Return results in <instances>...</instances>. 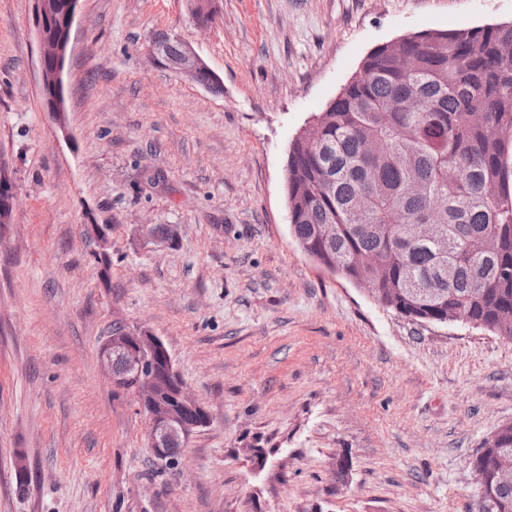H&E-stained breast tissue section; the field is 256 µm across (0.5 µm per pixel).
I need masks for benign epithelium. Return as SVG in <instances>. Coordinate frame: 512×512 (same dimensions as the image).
Here are the masks:
<instances>
[{"mask_svg":"<svg viewBox=\"0 0 512 512\" xmlns=\"http://www.w3.org/2000/svg\"><path fill=\"white\" fill-rule=\"evenodd\" d=\"M79 2L68 0L60 29L55 33L51 26L57 7L55 0H35L41 46V91L48 112L65 137L68 132L63 70ZM152 55L161 61L163 67L189 79L207 69L202 58L184 42L174 56H167L158 48L153 49ZM17 206L18 197L13 191L0 200L1 224L13 223ZM85 231L96 243L98 257H107L112 244L110 229L102 224H87ZM142 233L149 241L163 247L172 246L177 239V235L168 229L158 233L145 227ZM101 363L113 387L130 390L137 395L148 419L149 448L155 459L165 463L172 460L171 454L183 451L190 436L209 422L204 406L187 391L164 342L151 331L125 330L108 338L101 349ZM497 437L495 433L485 441L480 458L472 467L473 480L483 501L499 489L512 487V456L504 452H489Z\"/></svg>","mask_w":512,"mask_h":512,"instance_id":"obj_1","label":"benign epithelium"}]
</instances>
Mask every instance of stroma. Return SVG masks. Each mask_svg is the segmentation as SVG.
I'll list each match as a JSON object with an SVG mask.
<instances>
[{"label": "stroma", "instance_id": "35a3bbf8", "mask_svg": "<svg viewBox=\"0 0 512 512\" xmlns=\"http://www.w3.org/2000/svg\"><path fill=\"white\" fill-rule=\"evenodd\" d=\"M216 3L202 29L190 0H81L63 133L35 2L0 0V161L20 200L0 233V512H472L476 453L512 422V341L409 321L323 270L283 184L291 142L373 49L512 22V0ZM159 32L223 94L148 62ZM89 224L111 229L109 267ZM117 324L159 336L209 414L176 463L100 365Z\"/></svg>", "mask_w": 512, "mask_h": 512}]
</instances>
